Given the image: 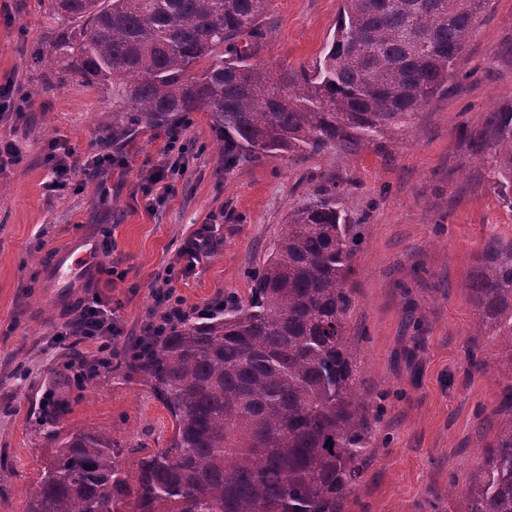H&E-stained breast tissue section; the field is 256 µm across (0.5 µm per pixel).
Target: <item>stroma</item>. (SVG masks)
Listing matches in <instances>:
<instances>
[{
  "mask_svg": "<svg viewBox=\"0 0 512 512\" xmlns=\"http://www.w3.org/2000/svg\"><path fill=\"white\" fill-rule=\"evenodd\" d=\"M341 0H266L256 62L300 66L319 57ZM58 27L52 0H0V87L25 94L28 110L0 114V138L18 164L0 171V512H21L59 435L106 432L123 452L128 482L145 453L166 447L172 418L123 355L152 316L158 278L199 225L220 217L219 239L195 275L171 288L185 309L232 296L247 300L252 271L282 235L290 209L323 179L347 181L353 224V308L347 333L362 391L377 416L373 446L344 512H457L469 476L497 430L504 376L498 349L473 339L477 320L468 279L491 235L512 237L504 206L469 161L462 131L512 102V0H492L454 64L447 92L404 128L365 141L354 153L264 157L227 169L207 113L185 131L187 170L164 204L150 208L145 179L162 160V128H138L113 140L101 121L112 91L60 65L34 61ZM79 160L124 155L107 180L77 174L67 188H45L52 142ZM114 248L99 258L97 279L60 288L48 270L71 239ZM99 298L124 334L112 342L113 366L93 379L63 381L66 355L56 337L78 304ZM54 415L47 425L46 415Z\"/></svg>",
  "mask_w": 512,
  "mask_h": 512,
  "instance_id": "35a3bbf8",
  "label": "stroma"
}]
</instances>
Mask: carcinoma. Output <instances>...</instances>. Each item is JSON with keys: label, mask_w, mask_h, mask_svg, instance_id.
<instances>
[{"label": "carcinoma", "mask_w": 512, "mask_h": 512, "mask_svg": "<svg viewBox=\"0 0 512 512\" xmlns=\"http://www.w3.org/2000/svg\"><path fill=\"white\" fill-rule=\"evenodd\" d=\"M492 0H342L312 65L269 69L265 0H55L65 26L49 56L112 85V134L209 114L219 158L356 150L448 89L455 59ZM471 163L512 209V103L463 132ZM344 188L320 183L233 299L139 337L127 374L173 419L169 445L121 477L112 436L59 437L22 512H344L374 435L347 336L353 307ZM478 319L505 367L497 431L459 512H512V239L488 238L469 277Z\"/></svg>", "instance_id": "cac0c4a2"}]
</instances>
